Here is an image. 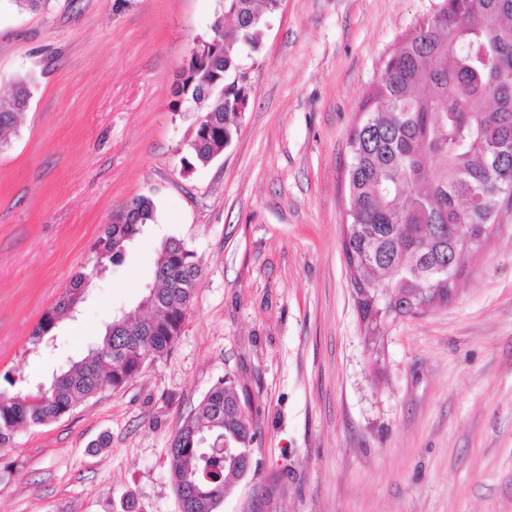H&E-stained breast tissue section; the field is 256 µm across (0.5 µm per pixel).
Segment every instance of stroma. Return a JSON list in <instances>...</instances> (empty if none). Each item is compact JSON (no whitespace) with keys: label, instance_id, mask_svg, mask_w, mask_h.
<instances>
[{"label":"stroma","instance_id":"35a3bbf8","mask_svg":"<svg viewBox=\"0 0 512 512\" xmlns=\"http://www.w3.org/2000/svg\"><path fill=\"white\" fill-rule=\"evenodd\" d=\"M440 0H281L240 48L248 105L205 166L172 83L222 0H0V95L28 79L0 151V392L37 393L121 311L166 238L201 282L181 333L118 390L16 432L0 512H179L168 448L224 379L252 470L218 512H512V208L453 297L366 336L343 251L348 136L397 43ZM154 219L39 344L31 333L133 199Z\"/></svg>","mask_w":512,"mask_h":512}]
</instances>
